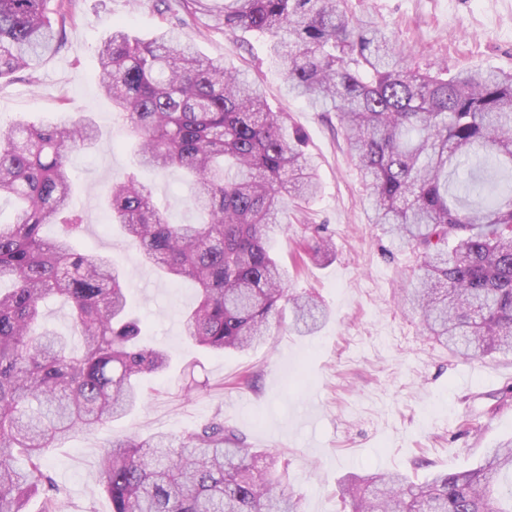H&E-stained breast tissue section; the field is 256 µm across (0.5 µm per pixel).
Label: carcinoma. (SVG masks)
<instances>
[{
    "label": "carcinoma",
    "mask_w": 512,
    "mask_h": 512,
    "mask_svg": "<svg viewBox=\"0 0 512 512\" xmlns=\"http://www.w3.org/2000/svg\"><path fill=\"white\" fill-rule=\"evenodd\" d=\"M70 0H0V79L34 70L63 39ZM181 0L205 28L265 39L288 93L333 112L369 190L371 223L417 254L403 301L431 339L460 358L512 352V70L413 68L395 34L356 16L348 0ZM101 88L122 120L137 164L177 169L194 192L198 224H170L135 176L111 184L105 204L143 260L199 287L185 314L194 345L216 354L264 343L282 304L292 329L317 331L326 312L290 293L271 242L288 199L321 191L301 135L242 72L199 55L174 28L150 40L115 27L98 52ZM87 120L0 125V197L18 204L0 221V512H61L49 448L118 420L143 400L144 380L170 367L143 345L140 319L112 261L76 250L85 227L72 199L69 156L92 147ZM46 224L60 226L53 239ZM62 299L73 331L41 323ZM112 441L99 479L112 512H301L278 460L224 421L179 438ZM512 476V439L475 466L421 481L356 476L341 488L353 512H512L500 494Z\"/></svg>",
    "instance_id": "carcinoma-1"
}]
</instances>
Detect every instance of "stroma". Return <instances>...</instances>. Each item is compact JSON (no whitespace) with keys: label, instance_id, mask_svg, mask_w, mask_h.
<instances>
[{"label":"stroma","instance_id":"stroma-1","mask_svg":"<svg viewBox=\"0 0 512 512\" xmlns=\"http://www.w3.org/2000/svg\"><path fill=\"white\" fill-rule=\"evenodd\" d=\"M392 30L420 67L445 64L512 69V0H351ZM60 49L35 75L0 80V122L91 117L94 147L73 153L76 202L86 226L79 250L106 256L125 273L130 301L143 318L144 339L170 351L173 363L145 384L142 408L49 449L45 467L63 492L65 512H110L101 491L102 448L123 435L180 436L215 419L258 452L256 466L277 455L288 489L303 512H352L340 488L351 474L461 470L486 449L512 438V403L495 397L512 386V354L457 359L422 334L398 302L414 262L393 252L371 224L367 192L334 113L289 96L281 70L249 32L230 34L180 25V0H72ZM148 40L181 26L206 58L247 71L270 107L288 115L317 165L320 196L289 204L288 231L273 248L288 286L314 293L327 310L318 332L291 331V308L273 319L266 344L245 353L214 354L192 346L183 314L197 299L189 281L173 282L145 264L112 228L103 207L108 185L137 174L172 224H194L190 187L178 171L135 168L123 145L121 119L100 90L98 48L114 26ZM332 236L334 256L295 262L316 234ZM472 383L462 388L461 376Z\"/></svg>","mask_w":512,"mask_h":512}]
</instances>
